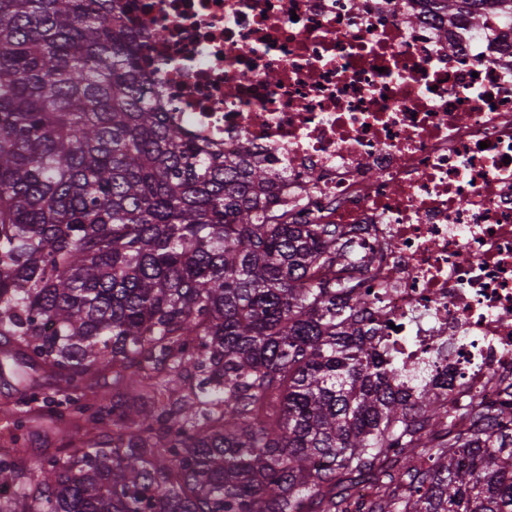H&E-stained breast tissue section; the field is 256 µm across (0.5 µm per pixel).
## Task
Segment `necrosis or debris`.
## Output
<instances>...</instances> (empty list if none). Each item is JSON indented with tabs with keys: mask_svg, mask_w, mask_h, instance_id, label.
<instances>
[{
	"mask_svg": "<svg viewBox=\"0 0 512 512\" xmlns=\"http://www.w3.org/2000/svg\"><path fill=\"white\" fill-rule=\"evenodd\" d=\"M163 111L284 173L297 224H340L379 350L437 391L512 393V25L429 0H141Z\"/></svg>",
	"mask_w": 512,
	"mask_h": 512,
	"instance_id": "1",
	"label": "necrosis or debris"
}]
</instances>
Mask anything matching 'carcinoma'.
Wrapping results in <instances>:
<instances>
[{
  "label": "carcinoma",
  "instance_id": "1",
  "mask_svg": "<svg viewBox=\"0 0 512 512\" xmlns=\"http://www.w3.org/2000/svg\"><path fill=\"white\" fill-rule=\"evenodd\" d=\"M280 182L158 110L124 0H0V341L93 431L30 470L19 401L0 512H512V403L381 359L345 228Z\"/></svg>",
  "mask_w": 512,
  "mask_h": 512
}]
</instances>
